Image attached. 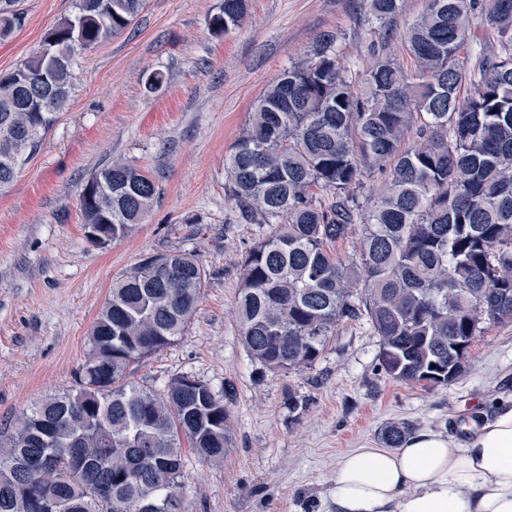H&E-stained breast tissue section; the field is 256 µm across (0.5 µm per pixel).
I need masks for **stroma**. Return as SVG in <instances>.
<instances>
[{
    "mask_svg": "<svg viewBox=\"0 0 512 512\" xmlns=\"http://www.w3.org/2000/svg\"><path fill=\"white\" fill-rule=\"evenodd\" d=\"M219 0H147L131 26L80 53L67 106L40 151L0 190V429L35 399L72 389L113 279L147 254L196 255L208 279L184 336L129 368L133 383L170 378L233 384L232 448L223 463L183 453L185 512H330L329 480L346 450L382 447L391 423L449 431L464 408L488 416L512 396V323L489 325L466 373L445 387L396 382L376 366L365 322L341 325L310 368L270 373L240 343L233 303L241 260L268 224L236 223L224 200V163L253 102L327 31L340 62L365 68L376 34L360 0H249L239 27L206 26ZM24 22L0 41L14 69L72 11V0H22ZM162 71L155 93L146 75ZM123 158L148 172L159 197L144 224L100 247L85 236L78 194L100 166ZM305 398L290 412L289 395Z\"/></svg>",
    "mask_w": 512,
    "mask_h": 512,
    "instance_id": "35a3bbf8",
    "label": "stroma"
}]
</instances>
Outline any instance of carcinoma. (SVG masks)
I'll return each mask as SVG.
<instances>
[{
    "label": "carcinoma",
    "mask_w": 512,
    "mask_h": 512,
    "mask_svg": "<svg viewBox=\"0 0 512 512\" xmlns=\"http://www.w3.org/2000/svg\"><path fill=\"white\" fill-rule=\"evenodd\" d=\"M0 0V40L22 25ZM248 0L207 18L220 36ZM375 23L373 64H340V35L263 90L225 162V202L241 224H275L241 261L235 315L252 361L273 373L313 365L336 328L364 321L393 380L448 386L484 324L512 322V0H422L397 37L404 0H361ZM146 0H74L39 49L0 73V189L43 144L68 102L80 51L124 32ZM408 71L387 50L395 39ZM378 182V188L367 183ZM158 196L114 159L79 194L83 223L122 240ZM360 232L358 256L326 243ZM207 274L195 255L141 259L112 281L76 386L31 402L0 433V512H168L182 492L183 444L221 461L234 386L176 375L160 393L127 381L194 317ZM408 427L389 425L390 448Z\"/></svg>",
    "instance_id": "1"
}]
</instances>
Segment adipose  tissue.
I'll return each instance as SVG.
<instances>
[{"instance_id":"adipose-tissue-1","label":"adipose tissue","mask_w":512,"mask_h":512,"mask_svg":"<svg viewBox=\"0 0 512 512\" xmlns=\"http://www.w3.org/2000/svg\"><path fill=\"white\" fill-rule=\"evenodd\" d=\"M329 497L335 512H512V401L464 440L421 430L345 452Z\"/></svg>"}]
</instances>
